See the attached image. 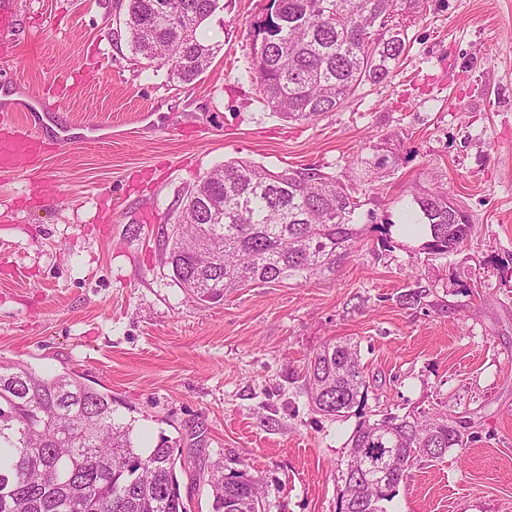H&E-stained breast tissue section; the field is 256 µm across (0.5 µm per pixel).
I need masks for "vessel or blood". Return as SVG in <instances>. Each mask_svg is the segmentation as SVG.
<instances>
[{"mask_svg":"<svg viewBox=\"0 0 512 512\" xmlns=\"http://www.w3.org/2000/svg\"><path fill=\"white\" fill-rule=\"evenodd\" d=\"M57 101L44 97L34 98L24 108L21 123L6 128L0 127V172L21 173L46 149L47 143L38 130L45 121L59 112Z\"/></svg>","mask_w":512,"mask_h":512,"instance_id":"b4317fda","label":"vessel or blood"}]
</instances>
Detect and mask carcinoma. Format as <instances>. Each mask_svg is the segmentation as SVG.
Wrapping results in <instances>:
<instances>
[{
    "label": "carcinoma",
    "instance_id": "1",
    "mask_svg": "<svg viewBox=\"0 0 512 512\" xmlns=\"http://www.w3.org/2000/svg\"><path fill=\"white\" fill-rule=\"evenodd\" d=\"M424 0H270L254 25L251 81L258 101L292 121H315L358 91L390 79L407 57L410 24ZM222 0H128L123 26L134 54L191 83L212 64L214 47L199 27ZM360 165L374 178L398 166L388 141L370 143ZM206 188L199 217L169 238L166 263L180 288L202 302L253 285L333 273L369 232L392 247V224H360L354 188L320 167L273 171L226 161L184 192ZM410 224L425 228L421 250L446 258L472 229L467 214L448 213V193L413 196ZM428 290L416 283L401 295L407 306ZM304 379L312 410L346 417L367 387L358 347L327 343L308 358ZM134 426L114 417L112 395L76 374L54 376L0 359V512H189L191 495L176 476L181 454L162 440L138 447ZM466 446L445 413H387L358 423L348 438L340 512H387L412 466ZM196 481L209 487L211 512H254L257 481L217 464Z\"/></svg>",
    "mask_w": 512,
    "mask_h": 512
}]
</instances>
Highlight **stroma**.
Wrapping results in <instances>:
<instances>
[{"label":"stroma","instance_id":"stroma-1","mask_svg":"<svg viewBox=\"0 0 512 512\" xmlns=\"http://www.w3.org/2000/svg\"><path fill=\"white\" fill-rule=\"evenodd\" d=\"M16 2L0 90L63 99L58 121L105 131L0 173V358L111 393L143 445L166 439L199 467L246 473L266 512H338L337 465L361 420L441 412L464 422L466 447L415 464L387 512H512V0H425L390 82L310 123L255 99L268 0H229L200 27L216 53L190 84L133 53L127 0ZM386 137L400 164L361 184L359 214L394 222L393 249L372 233L334 275L216 304L179 288L165 235L185 188L231 159L345 175ZM429 188L474 222L445 258L399 229ZM418 282L424 304L401 305ZM339 338L358 345L367 392L327 419L304 367Z\"/></svg>","mask_w":512,"mask_h":512}]
</instances>
